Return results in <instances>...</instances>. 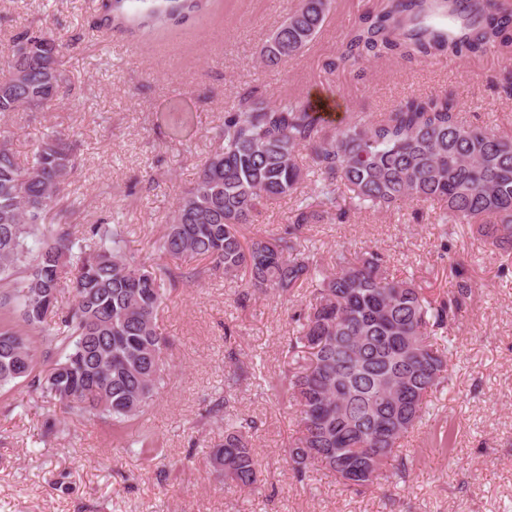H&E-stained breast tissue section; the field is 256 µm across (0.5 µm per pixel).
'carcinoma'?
<instances>
[{
	"instance_id": "1",
	"label": "carcinoma",
	"mask_w": 512,
	"mask_h": 512,
	"mask_svg": "<svg viewBox=\"0 0 512 512\" xmlns=\"http://www.w3.org/2000/svg\"><path fill=\"white\" fill-rule=\"evenodd\" d=\"M210 2L111 0L99 27L150 35L185 24ZM329 5L300 0L262 47V62L276 66L300 53L320 32ZM439 14L460 20L455 33L438 31L432 20ZM34 38V50L22 52ZM511 45L512 11L492 0H383L359 18L326 69L384 57L407 64L477 58ZM67 49L62 37L41 29L13 37L0 75L1 118L45 112L68 94L61 69ZM76 169L68 131L45 134L25 166L0 139V385L22 378L31 391L122 431L164 382L168 341L156 314L169 288L199 271L158 274L151 259L126 252V227L118 221L97 225L93 244H77L73 206L61 204ZM310 176L315 188L296 199L282 234L242 235L261 206L297 193ZM346 190L360 209L439 202L442 223L477 225L505 255L500 275L512 274V140L463 121L446 94L411 97L378 118L356 114L332 127L309 100L270 105L257 89L244 91L224 112L217 146L179 197L155 249L205 260L226 280L244 276L260 294L311 288L307 309L292 316L297 330L282 377L299 427L284 455L297 481L324 470L360 493L389 479L388 460L429 415L453 356V344L441 341L467 311L473 289L459 261L449 265L450 288L440 300L414 279L394 276L378 253L339 252L326 269L300 239L310 224L345 222ZM67 279L73 303L61 311L56 303ZM244 427L224 423V441L208 464L251 489L261 463Z\"/></svg>"
}]
</instances>
